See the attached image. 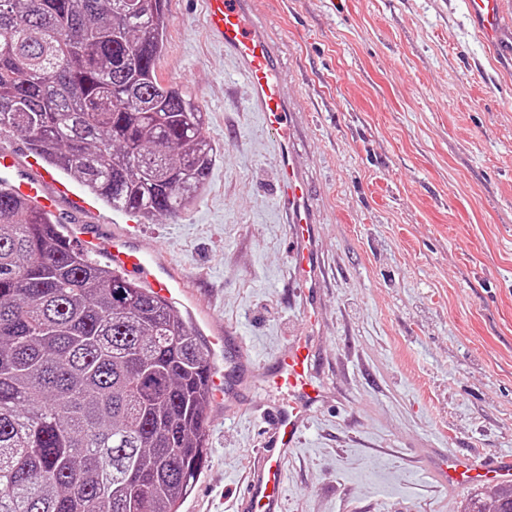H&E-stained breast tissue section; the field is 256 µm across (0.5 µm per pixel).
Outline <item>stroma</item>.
I'll use <instances>...</instances> for the list:
<instances>
[{
  "mask_svg": "<svg viewBox=\"0 0 512 512\" xmlns=\"http://www.w3.org/2000/svg\"><path fill=\"white\" fill-rule=\"evenodd\" d=\"M299 161L320 213L324 283L312 336L331 400L283 463L279 512H459L421 448L512 450V47L470 25L466 0H261ZM160 78L201 107L218 150L178 215L145 221L232 342L215 368L260 362L299 320L278 207L276 145L204 0H168ZM269 394L210 412L205 468L182 512H238Z\"/></svg>",
  "mask_w": 512,
  "mask_h": 512,
  "instance_id": "35a3bbf8",
  "label": "stroma"
}]
</instances>
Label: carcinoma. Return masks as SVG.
I'll use <instances>...</instances> for the list:
<instances>
[{"label": "carcinoma", "instance_id": "obj_1", "mask_svg": "<svg viewBox=\"0 0 512 512\" xmlns=\"http://www.w3.org/2000/svg\"><path fill=\"white\" fill-rule=\"evenodd\" d=\"M0 0V131L112 208L173 216L215 154L163 84L168 0ZM211 356L177 310L0 189V512H180ZM461 512H512V485Z\"/></svg>", "mask_w": 512, "mask_h": 512}]
</instances>
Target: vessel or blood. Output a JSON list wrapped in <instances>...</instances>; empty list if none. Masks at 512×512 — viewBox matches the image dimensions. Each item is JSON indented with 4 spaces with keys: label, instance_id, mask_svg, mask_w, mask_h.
<instances>
[{
    "label": "vessel or blood",
    "instance_id": "b4317fda",
    "mask_svg": "<svg viewBox=\"0 0 512 512\" xmlns=\"http://www.w3.org/2000/svg\"><path fill=\"white\" fill-rule=\"evenodd\" d=\"M256 0H206L205 25L210 36L238 62L251 87L250 107L259 112L278 150V206L289 226L287 252L302 288L301 326L269 360H241L232 382L215 375L210 380L216 408L224 406V389L237 392L263 389L292 392V399L264 411V456L251 469L241 498V512H279L284 488L283 462L297 448L313 408L326 402L328 393L318 382L317 353L309 330L319 321L317 293L323 281L318 258L317 208L308 177L301 167L295 142L301 120L291 111L283 91L285 72L277 45L255 22ZM468 15L478 35L498 46L512 30L502 24L503 0H467ZM0 189L26 199L42 211H56L67 201L73 214L97 216L94 201L55 179L36 156L0 149ZM126 228L110 242L74 225L71 235L84 252L102 258L113 271L146 288L170 306L192 309L184 280L162 251L145 252L134 244L138 214L125 213ZM426 465L434 478L449 488L491 483L512 484V453L476 461L456 449H446Z\"/></svg>",
    "mask_w": 512,
    "mask_h": 512
}]
</instances>
